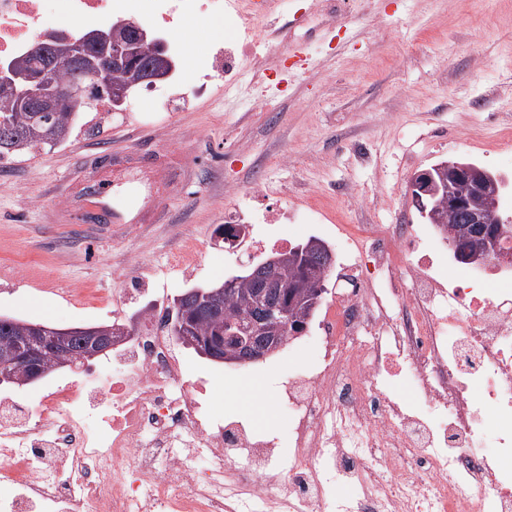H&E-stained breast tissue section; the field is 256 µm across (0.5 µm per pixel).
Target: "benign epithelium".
Masks as SVG:
<instances>
[{"mask_svg": "<svg viewBox=\"0 0 512 512\" xmlns=\"http://www.w3.org/2000/svg\"><path fill=\"white\" fill-rule=\"evenodd\" d=\"M34 52L41 60L40 69L0 71V81L5 88H21V100L27 103L29 111L42 116L44 122L51 121L55 113L69 111L77 104L92 105L93 100L84 96L85 84L91 77L101 78L116 69L123 71L126 80L111 86L113 103L121 105L132 89L146 82L154 86L173 70L170 58L165 55V45L134 21H121L108 32L94 31L81 44L68 40L58 45L38 44ZM62 66L69 72L65 81L57 78V71ZM429 179L427 170L414 174L409 183L411 193L430 196L433 200L431 215L435 217L437 213H443L438 219L440 223L464 215L474 244L465 251H455L454 258L467 266H485L498 253L501 224L512 222V216L504 220L496 209L480 206V201L487 195H498V183L484 170L458 163L448 165V175L442 177V186L429 189ZM288 263L316 265L326 273L331 269L322 244L311 240L295 248L286 258H270L265 266L252 270L245 277L250 284L259 285L261 292L269 294L260 306L254 304L252 290L238 288L232 282L213 291L194 288L176 297V304L202 311L215 310L221 308L224 294L232 293L253 333L242 336L226 325L203 336L186 316L183 323L173 327L176 340L207 359L234 366H246L274 354L282 346L283 331L289 330L295 336L306 331L307 325L297 317L299 306L309 299L311 307H316L324 292L320 286L288 291V285L278 276L280 269ZM76 342L80 345V359L87 363L111 351L116 339L112 329L105 326L47 328L41 324H28L26 335L19 337L21 356L0 360V385L22 387L72 366L70 351Z\"/></svg>", "mask_w": 512, "mask_h": 512, "instance_id": "benign-epithelium-1", "label": "benign epithelium"}]
</instances>
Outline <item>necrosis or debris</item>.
<instances>
[{
	"instance_id": "obj_1",
	"label": "necrosis or debris",
	"mask_w": 512,
	"mask_h": 512,
	"mask_svg": "<svg viewBox=\"0 0 512 512\" xmlns=\"http://www.w3.org/2000/svg\"><path fill=\"white\" fill-rule=\"evenodd\" d=\"M242 0H0V66L54 35L134 13L166 33L187 18L241 25L197 90L251 56L262 18ZM283 212L224 219L228 242L285 249ZM277 233H270V226ZM424 224H359L336 238L350 291L330 299L277 409L288 439L217 410L207 372L177 348L168 298L75 379L0 392L5 512H512V274L442 265ZM412 382L416 402L395 396ZM354 487L340 499L337 482Z\"/></svg>"
}]
</instances>
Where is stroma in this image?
Segmentation results:
<instances>
[{"instance_id": "35a3bbf8", "label": "stroma", "mask_w": 512, "mask_h": 512, "mask_svg": "<svg viewBox=\"0 0 512 512\" xmlns=\"http://www.w3.org/2000/svg\"><path fill=\"white\" fill-rule=\"evenodd\" d=\"M250 58L234 84L176 112H157L140 91L130 112L81 113L52 150L0 159V314L61 327L136 322L149 308L144 288L171 295L244 274L259 253H224L227 208H285L301 218L321 192L334 210L307 234L355 224H417L409 182L448 159L475 162L504 180L512 199V0H273ZM307 14L288 41L286 20ZM203 15L182 22L186 51L173 80L192 88L202 64L238 25ZM117 171L132 196L135 177L161 172L158 216L98 224L86 213L94 177ZM261 179L262 194L251 192ZM204 244L198 265L180 268L188 242ZM136 277L138 293L120 288ZM191 364L221 377L226 411L267 426L284 354L225 376L224 365L187 350Z\"/></svg>"}]
</instances>
